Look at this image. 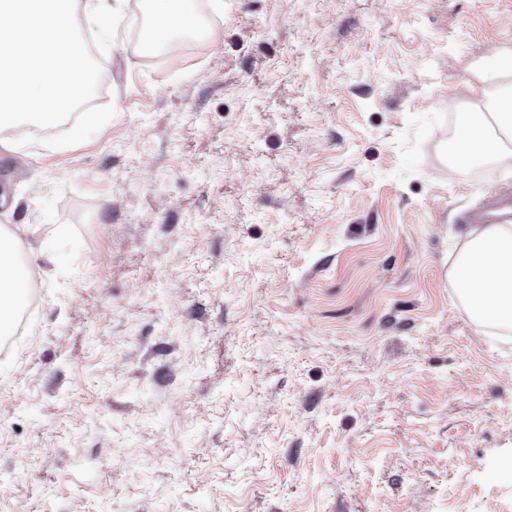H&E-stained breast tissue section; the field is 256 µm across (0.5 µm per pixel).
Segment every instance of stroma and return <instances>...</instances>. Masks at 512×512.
Wrapping results in <instances>:
<instances>
[{
    "mask_svg": "<svg viewBox=\"0 0 512 512\" xmlns=\"http://www.w3.org/2000/svg\"><path fill=\"white\" fill-rule=\"evenodd\" d=\"M189 0L156 60L79 14L114 117L0 147L43 297L0 356V512H512V329L450 272L512 180L448 157L512 0Z\"/></svg>",
    "mask_w": 512,
    "mask_h": 512,
    "instance_id": "1",
    "label": "stroma"
}]
</instances>
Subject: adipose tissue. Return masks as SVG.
Returning a JSON list of instances; mask_svg holds the SVG:
<instances>
[{"mask_svg": "<svg viewBox=\"0 0 512 512\" xmlns=\"http://www.w3.org/2000/svg\"><path fill=\"white\" fill-rule=\"evenodd\" d=\"M152 3L158 26L149 31V42H160L174 32L194 26L185 0ZM507 140H512V88L493 97L485 111L462 113L454 146L456 163L467 167L488 156L511 160L512 152L503 148ZM451 276L473 319L512 328V228L469 227ZM28 288V265L14 262L10 242L0 238L1 336L11 335L14 317Z\"/></svg>", "mask_w": 512, "mask_h": 512, "instance_id": "ef3b65f1", "label": "adipose tissue"}]
</instances>
